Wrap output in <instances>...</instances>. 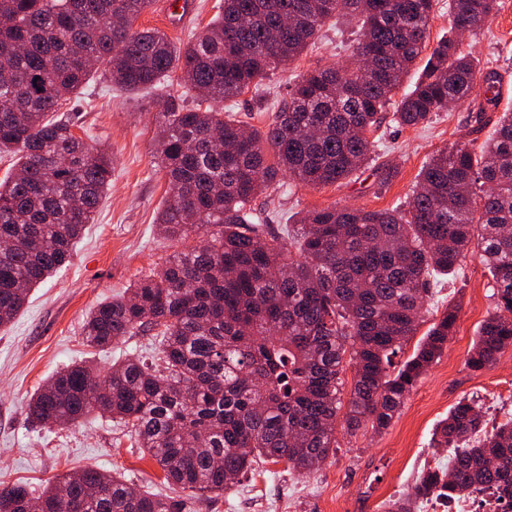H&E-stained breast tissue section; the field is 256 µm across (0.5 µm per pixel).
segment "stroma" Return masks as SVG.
I'll return each instance as SVG.
<instances>
[{"label":"stroma","instance_id":"stroma-1","mask_svg":"<svg viewBox=\"0 0 512 512\" xmlns=\"http://www.w3.org/2000/svg\"><path fill=\"white\" fill-rule=\"evenodd\" d=\"M220 0H189L185 12L165 11L161 0L136 21V28H156L174 43L207 26ZM355 35L344 21L323 27L315 47L294 63L270 72L268 92L253 91L224 101L225 112L244 124L265 128L287 96L294 75L344 63L350 59ZM481 65L502 75L497 108L476 95L417 127H399L383 120L375 134L374 163L333 185L304 186L284 181L282 187L259 196L256 209L272 226L286 223L299 211L349 206L383 210L403 204L428 158L457 142L481 145L490 137L503 112H512V0H499L493 19L463 41ZM167 86L139 94L121 91L100 75L92 76L60 107L75 121V133L104 150L112 159V186L87 225L70 265L32 289L24 307L0 327V481L21 483L41 493L54 475L95 467L126 480L132 487L164 492L163 471L130 436L106 418L93 416L75 427L46 429L28 415V403L56 372L87 361L98 371L128 354L155 357L158 343L134 336L100 351L83 342L86 314L112 300L148 276L182 245L163 239L155 224L168 195V183L157 167L156 114ZM430 313L420 332L446 309L458 310L448 346L410 392L390 426L356 435L337 430L335 454L309 476L288 471L284 463L258 461L229 490L185 501L190 512H383L384 503L410 487L427 466H447L449 451L431 445L432 433L461 398L478 399L486 417L495 410L490 399L512 392V347L499 353L484 370L467 368L466 359L480 325L492 313L494 299L487 270L470 257L460 274L434 288L427 298Z\"/></svg>","mask_w":512,"mask_h":512}]
</instances>
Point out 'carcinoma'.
Returning <instances> with one entry per match:
<instances>
[{
  "label": "carcinoma",
  "instance_id": "obj_1",
  "mask_svg": "<svg viewBox=\"0 0 512 512\" xmlns=\"http://www.w3.org/2000/svg\"><path fill=\"white\" fill-rule=\"evenodd\" d=\"M497 4L448 0V36L402 93L428 47L437 0H223L215 20L182 45L134 28L154 0H0V154L17 156L0 180V326L70 261L112 183L111 159L67 119L48 118L62 99L101 69L128 91L175 73L197 99L218 104L262 91L269 72L315 45L328 20L359 23L352 61L297 74L263 132L218 107L166 96L156 129L169 184L160 234L182 242L201 224L217 230L86 317L87 345L103 350L151 334L160 338L157 361L132 354L103 374L70 365L38 389L30 417L48 428L91 415L118 420L191 498L226 490L260 457L307 476L336 451L338 415L350 434L389 426L454 334L457 310H446L400 367L392 358L424 321L431 287L474 246L495 308L466 365H491L512 345V114L481 146L433 154L405 208L309 211L284 225L280 242L250 203L284 175L325 186L374 161L369 134L389 105L402 127L465 102L477 86L497 106L501 75L463 53L457 36L477 34ZM433 440L452 450L448 466L422 471L385 512L487 491L512 510L511 419L489 430L475 400L462 398ZM0 512L184 508L86 467L37 497L1 485Z\"/></svg>",
  "mask_w": 512,
  "mask_h": 512
}]
</instances>
